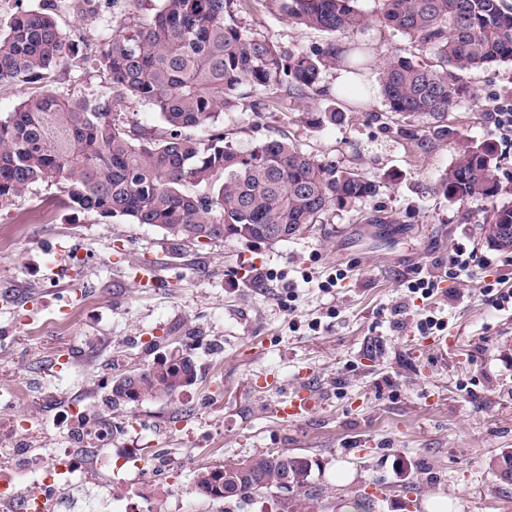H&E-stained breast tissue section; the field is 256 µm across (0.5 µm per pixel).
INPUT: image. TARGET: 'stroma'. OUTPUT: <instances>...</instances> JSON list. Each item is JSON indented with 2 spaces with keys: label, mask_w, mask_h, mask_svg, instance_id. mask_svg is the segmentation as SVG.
Listing matches in <instances>:
<instances>
[{
  "label": "stroma",
  "mask_w": 512,
  "mask_h": 512,
  "mask_svg": "<svg viewBox=\"0 0 512 512\" xmlns=\"http://www.w3.org/2000/svg\"><path fill=\"white\" fill-rule=\"evenodd\" d=\"M160 0H0V30L19 13L48 7L72 40L43 86L66 94L73 85L99 93L92 58L111 36L148 21ZM237 23L251 36L306 52L335 43L367 47L362 103H341L342 121L315 124L328 102L314 96L288 103L287 113L259 119L225 113L243 151L288 136L303 150L333 158L378 186L374 197L334 206L295 239L276 244L173 240L148 224L109 222L58 205L56 189L33 184L0 209V449H22L21 464L40 473L43 454L90 445L88 428L107 418L119 431L97 448L111 488L73 479L59 512H80L98 500L102 512H137L143 493L174 512L193 498L194 512H282V497L214 502L191 495L196 474L213 464L260 453L288 452L314 462L322 492L319 512H345L353 495L371 496V512H512V481L492 465L512 451V251L486 242V219L512 204V135L492 119L495 102L512 99V64L462 72L468 93L447 118L450 132L498 146L504 190L493 199L452 202L430 186L448 167V141L431 137L427 116L390 127L379 73L392 54L420 55L398 32L372 27L327 33L296 26L276 0H248ZM424 130L426 142L406 137ZM396 180H387V173ZM384 224L367 223L372 213ZM467 242L490 266L442 282L431 298L410 299L404 280L420 266L443 274L457 243ZM157 277H142L143 266ZM344 270L331 292L319 284ZM269 278L257 282V271ZM493 293H484L485 285ZM442 318L448 347L427 348L415 324ZM192 358L194 384L172 399L113 410V379L168 354L166 341ZM308 391L315 405L299 418L274 414ZM85 415L71 421L68 408ZM37 424L36 437H17L14 419ZM148 448L172 469L143 484L123 469L124 451Z\"/></svg>",
  "instance_id": "35a3bbf8"
}]
</instances>
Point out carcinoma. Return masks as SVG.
<instances>
[{
	"label": "carcinoma",
	"mask_w": 512,
	"mask_h": 512,
	"mask_svg": "<svg viewBox=\"0 0 512 512\" xmlns=\"http://www.w3.org/2000/svg\"><path fill=\"white\" fill-rule=\"evenodd\" d=\"M234 0H161L150 21L112 37L94 58L106 92L74 88L61 96L40 84L56 70L67 43L46 8L18 14L0 34V84L32 94L0 116V206L36 182L54 185L60 201L101 220L124 217L192 242L236 239L275 244L320 222L332 206L372 197L376 183L336 161L318 158L286 140L267 138L239 150L219 123L242 105L257 115L278 112L282 100L325 95L322 70L357 74L362 47L333 43L291 54L250 36L231 19ZM288 19L327 32L389 28L409 37L437 64L393 54L380 87L393 117L425 114L433 134L448 138V113L467 92L460 73L512 63V6L506 0H381L376 14L357 0H279ZM124 101L151 107L161 126L150 133L114 113ZM209 128L199 137L196 128ZM455 157L432 192L464 202L494 198L503 189L496 145L459 138ZM496 224L512 225V206L492 211L487 239L497 246ZM135 391L112 383V409L171 399L197 377L193 360L174 350L166 369H139ZM292 476L293 512H314L313 461L285 452L262 453L200 471L194 493L212 501L264 497Z\"/></svg>",
	"instance_id": "1"
}]
</instances>
